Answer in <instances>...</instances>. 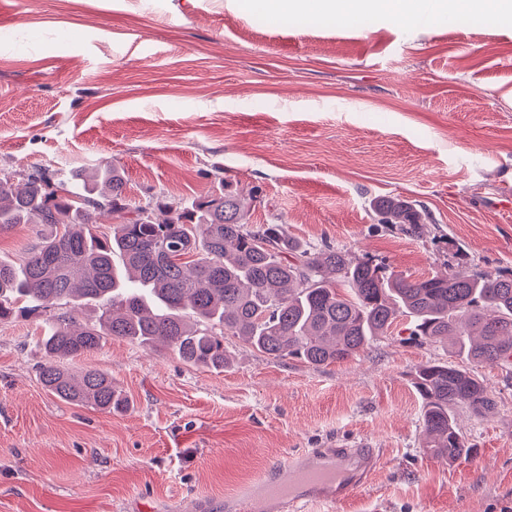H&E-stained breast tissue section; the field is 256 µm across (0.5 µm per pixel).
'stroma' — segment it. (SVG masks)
I'll use <instances>...</instances> for the list:
<instances>
[{
  "instance_id": "1",
  "label": "stroma",
  "mask_w": 512,
  "mask_h": 512,
  "mask_svg": "<svg viewBox=\"0 0 512 512\" xmlns=\"http://www.w3.org/2000/svg\"><path fill=\"white\" fill-rule=\"evenodd\" d=\"M445 7L336 23L248 0H0V174L111 163L133 200L174 205L222 177L257 190L252 223L311 246L414 277L458 247L469 271L511 270L512 13ZM383 196L424 205L423 236L378 223ZM406 326L317 368L229 335L221 372L111 338L65 362L111 375L129 406L109 413L43 388L42 318L1 321L0 512H185L338 443L378 466L362 496L304 512H512V364L478 367L495 408L456 406L474 451L437 460L412 376L453 355Z\"/></svg>"
}]
</instances>
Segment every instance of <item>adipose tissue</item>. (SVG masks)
<instances>
[{
  "label": "adipose tissue",
  "mask_w": 512,
  "mask_h": 512,
  "mask_svg": "<svg viewBox=\"0 0 512 512\" xmlns=\"http://www.w3.org/2000/svg\"><path fill=\"white\" fill-rule=\"evenodd\" d=\"M256 3L266 13L288 20L298 16L344 20L373 10L411 23L427 9L425 0H256Z\"/></svg>",
  "instance_id": "obj_1"
}]
</instances>
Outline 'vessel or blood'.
Here are the masks:
<instances>
[{"instance_id": "b4317fda", "label": "vessel or blood", "mask_w": 512, "mask_h": 512, "mask_svg": "<svg viewBox=\"0 0 512 512\" xmlns=\"http://www.w3.org/2000/svg\"><path fill=\"white\" fill-rule=\"evenodd\" d=\"M374 448H324L319 452L289 453L255 485L226 498L225 512H303L312 503L335 504L351 498L366 484L377 465Z\"/></svg>"}]
</instances>
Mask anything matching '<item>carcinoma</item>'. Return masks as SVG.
I'll return each instance as SVG.
<instances>
[{
    "instance_id": "1",
    "label": "carcinoma",
    "mask_w": 512,
    "mask_h": 512,
    "mask_svg": "<svg viewBox=\"0 0 512 512\" xmlns=\"http://www.w3.org/2000/svg\"><path fill=\"white\" fill-rule=\"evenodd\" d=\"M259 202L228 181L179 208L127 194L116 166L21 181L0 178V231L40 224L50 232L19 262H0V321L46 315L47 392L108 412L127 399L112 376L72 373L69 357L106 338L165 347L184 362L215 371L229 364L231 335L273 359L319 367L349 359L400 317L410 335L449 342L477 365L512 360V271L471 274L463 268L413 278L371 258L353 261L342 248H314L282 224L249 225ZM378 223L419 237L431 216L397 197L373 203ZM122 222L101 235L103 214ZM55 306L70 311L47 314ZM91 306L95 318L76 313ZM413 386L423 400L421 447L453 463L472 448L452 415L464 405L482 416L494 400L477 373L452 362L419 366Z\"/></svg>"
}]
</instances>
